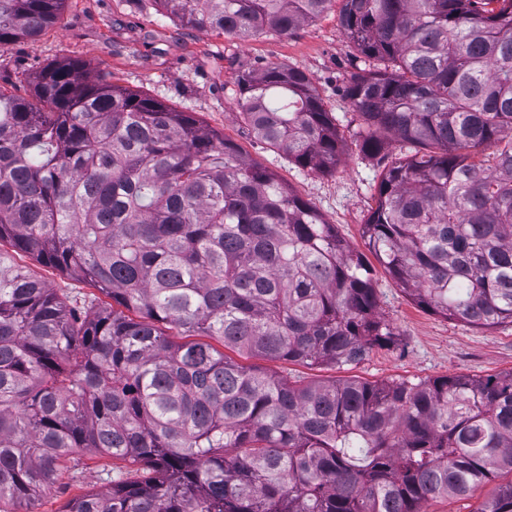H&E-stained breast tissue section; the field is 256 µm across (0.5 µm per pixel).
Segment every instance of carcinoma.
I'll use <instances>...</instances> for the list:
<instances>
[{"label": "carcinoma", "mask_w": 512, "mask_h": 512, "mask_svg": "<svg viewBox=\"0 0 512 512\" xmlns=\"http://www.w3.org/2000/svg\"><path fill=\"white\" fill-rule=\"evenodd\" d=\"M64 2L0 0V48ZM155 3L243 41L337 5L364 63L346 85L363 154L408 147L381 178L368 247L418 305L512 324V0ZM236 84L257 139L336 170L342 137L303 71L242 68ZM30 85V101L0 87V244L120 309L81 318L0 250V512L84 449L138 478L65 512H421L512 475V373L298 384L199 340L340 368L393 332L363 255L223 135L72 60ZM488 145L491 163L474 162ZM477 512H512V480Z\"/></svg>", "instance_id": "obj_1"}]
</instances>
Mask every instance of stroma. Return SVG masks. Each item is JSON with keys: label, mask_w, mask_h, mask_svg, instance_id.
Returning a JSON list of instances; mask_svg holds the SVG:
<instances>
[{"label": "stroma", "mask_w": 512, "mask_h": 512, "mask_svg": "<svg viewBox=\"0 0 512 512\" xmlns=\"http://www.w3.org/2000/svg\"><path fill=\"white\" fill-rule=\"evenodd\" d=\"M357 51L338 24L336 11L302 24L291 36L263 33L242 41L206 29H187L159 11L154 0H66L57 22L35 38L0 49L5 89L31 94L35 72L53 62H83L90 74L106 71L114 83L191 113L202 124L235 143L253 162L267 168L292 193L334 224L356 251L368 253L363 226L376 206L377 186L391 160L401 153L390 142L384 156L368 159L361 151V120L346 95V79ZM282 64L305 72L337 119L344 150L335 172L316 174L278 156L256 139L236 109L240 66ZM18 264L46 281L57 293H79L97 307H111L110 297L87 283L17 255ZM378 313L394 333L388 345L373 347L343 369L251 357L247 363L290 382L338 378L368 382L447 376L486 378L512 371V325L480 328L446 319L409 298L373 263ZM135 465L112 461L95 451L66 460L59 477L31 506L17 512H64L73 498L107 488L108 477L131 478Z\"/></svg>", "instance_id": "obj_1"}]
</instances>
